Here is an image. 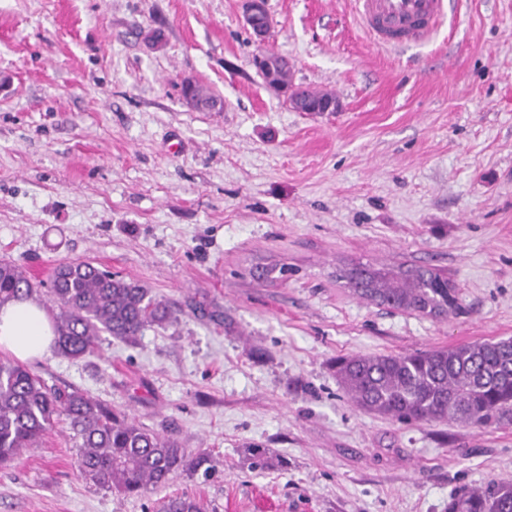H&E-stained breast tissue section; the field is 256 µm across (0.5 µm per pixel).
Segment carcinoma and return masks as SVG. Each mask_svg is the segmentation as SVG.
<instances>
[{
	"mask_svg": "<svg viewBox=\"0 0 512 512\" xmlns=\"http://www.w3.org/2000/svg\"><path fill=\"white\" fill-rule=\"evenodd\" d=\"M266 85L285 93L301 112H315L336 97L297 85L291 65L266 52L255 64ZM185 97L194 106L219 110L221 100L187 83ZM353 291L393 309L445 316L458 298L440 272L428 268L395 271L360 265L349 278ZM56 307L54 353L68 359L94 351L99 333L133 341L152 325L162 326L173 312L169 303L149 296L143 285L71 261L53 271L47 291L18 265L0 261V306L15 299ZM336 374L361 409L399 422L454 421L482 428L512 417V340L501 339L452 348L398 354L356 355L336 360ZM64 424L79 440L75 474L129 497H141L181 473L208 474L212 458L192 453L176 439L147 429L112 406L79 391L49 387L26 365L0 359V467L19 462L31 448ZM252 469L283 466L269 450L249 444L241 449ZM157 512H206L186 494L164 499ZM448 512H512V480L462 489L450 496Z\"/></svg>",
	"mask_w": 512,
	"mask_h": 512,
	"instance_id": "cac0c4a2",
	"label": "carcinoma"
}]
</instances>
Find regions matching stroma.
<instances>
[{
    "label": "stroma",
    "instance_id": "1",
    "mask_svg": "<svg viewBox=\"0 0 512 512\" xmlns=\"http://www.w3.org/2000/svg\"><path fill=\"white\" fill-rule=\"evenodd\" d=\"M456 2L454 31L386 48L352 0H268L261 44L241 0H0V260L38 281L85 261L175 315L30 367L217 461L125 497L76 478L59 428L0 469V512L183 493L208 512H447L459 488L512 479V424H402L334 369L512 338V0ZM264 50L339 110L290 108L252 63ZM188 81L222 111L187 103ZM359 263L439 269L461 309L359 298L343 277ZM248 443L286 467L249 469Z\"/></svg>",
    "mask_w": 512,
    "mask_h": 512
}]
</instances>
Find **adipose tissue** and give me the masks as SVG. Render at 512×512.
Masks as SVG:
<instances>
[{"label":"adipose tissue","instance_id":"obj_1","mask_svg":"<svg viewBox=\"0 0 512 512\" xmlns=\"http://www.w3.org/2000/svg\"><path fill=\"white\" fill-rule=\"evenodd\" d=\"M53 341L52 316L35 300L0 306V350L20 360L40 359L50 353Z\"/></svg>","mask_w":512,"mask_h":512}]
</instances>
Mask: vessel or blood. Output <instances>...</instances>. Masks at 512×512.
<instances>
[{"label":"vessel or blood","instance_id":"b4317fda","mask_svg":"<svg viewBox=\"0 0 512 512\" xmlns=\"http://www.w3.org/2000/svg\"><path fill=\"white\" fill-rule=\"evenodd\" d=\"M361 27L381 46L395 48L428 36L445 0H354Z\"/></svg>","mask_w":512,"mask_h":512}]
</instances>
